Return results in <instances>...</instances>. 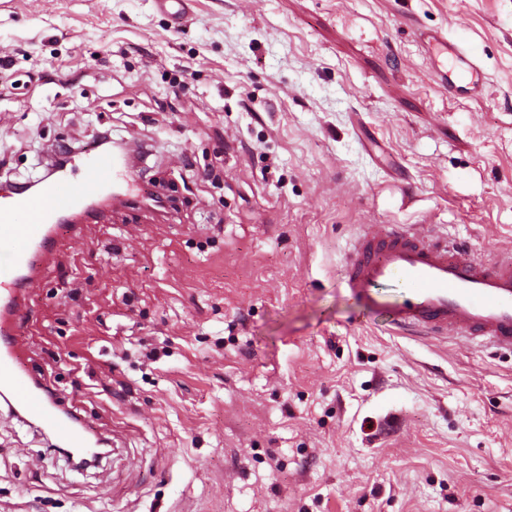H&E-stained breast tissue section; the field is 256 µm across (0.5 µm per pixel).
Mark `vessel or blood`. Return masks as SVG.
I'll return each mask as SVG.
<instances>
[{
    "mask_svg": "<svg viewBox=\"0 0 512 512\" xmlns=\"http://www.w3.org/2000/svg\"><path fill=\"white\" fill-rule=\"evenodd\" d=\"M450 97H478L487 83L476 54L447 32L423 35ZM135 172L109 152L85 153L79 177L49 176L34 194H0V395L35 416L62 444L82 448L90 429L59 392L29 377L20 338L29 290L61 237L80 227L59 215L90 209L106 193L135 184ZM350 293L388 316L395 331L460 336L512 352V252L462 256L447 238L408 224L363 225L346 257Z\"/></svg>",
    "mask_w": 512,
    "mask_h": 512,
    "instance_id": "b4317fda",
    "label": "vessel or blood"
}]
</instances>
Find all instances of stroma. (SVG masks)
<instances>
[{
	"label": "stroma",
	"instance_id": "stroma-1",
	"mask_svg": "<svg viewBox=\"0 0 512 512\" xmlns=\"http://www.w3.org/2000/svg\"><path fill=\"white\" fill-rule=\"evenodd\" d=\"M476 52L452 102L420 30ZM0 188L108 128L179 205L60 240L30 374L115 450L84 474L0 399V512H512V353L345 289L364 224L512 252V0H0Z\"/></svg>",
	"mask_w": 512,
	"mask_h": 512
}]
</instances>
